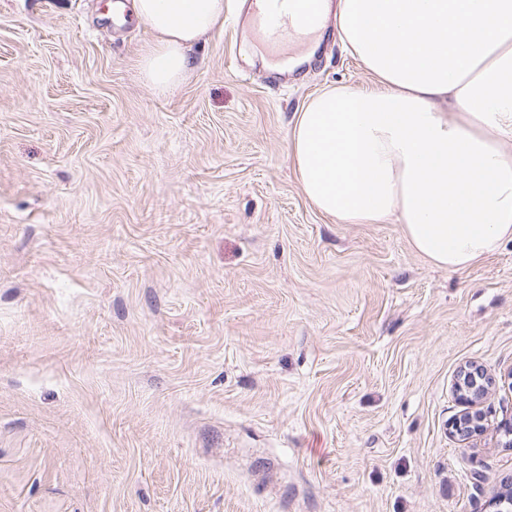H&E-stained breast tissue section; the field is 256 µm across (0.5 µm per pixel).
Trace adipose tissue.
Wrapping results in <instances>:
<instances>
[{"label": "adipose tissue", "instance_id": "adipose-tissue-1", "mask_svg": "<svg viewBox=\"0 0 512 512\" xmlns=\"http://www.w3.org/2000/svg\"><path fill=\"white\" fill-rule=\"evenodd\" d=\"M153 40L141 78L160 94L224 0H133ZM340 41L376 79L297 112L289 149L310 203L340 224H399L433 264L462 271L512 241V0H337Z\"/></svg>", "mask_w": 512, "mask_h": 512}]
</instances>
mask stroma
<instances>
[{
	"instance_id": "35a3bbf8",
	"label": "stroma",
	"mask_w": 512,
	"mask_h": 512,
	"mask_svg": "<svg viewBox=\"0 0 512 512\" xmlns=\"http://www.w3.org/2000/svg\"><path fill=\"white\" fill-rule=\"evenodd\" d=\"M123 2L0 0V512H493L512 242L451 272L304 197L296 112L375 83L335 23L277 74L224 0L163 97ZM491 385L492 379L481 365H469L461 371L457 398L467 411L455 418L451 427L462 440H467L483 431L485 414L478 409V404Z\"/></svg>"
}]
</instances>
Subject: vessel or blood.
<instances>
[{"label": "vessel or blood", "mask_w": 512, "mask_h": 512, "mask_svg": "<svg viewBox=\"0 0 512 512\" xmlns=\"http://www.w3.org/2000/svg\"><path fill=\"white\" fill-rule=\"evenodd\" d=\"M320 0H274L254 19L258 33L269 43L277 44L303 35L318 11Z\"/></svg>", "instance_id": "obj_1"}]
</instances>
